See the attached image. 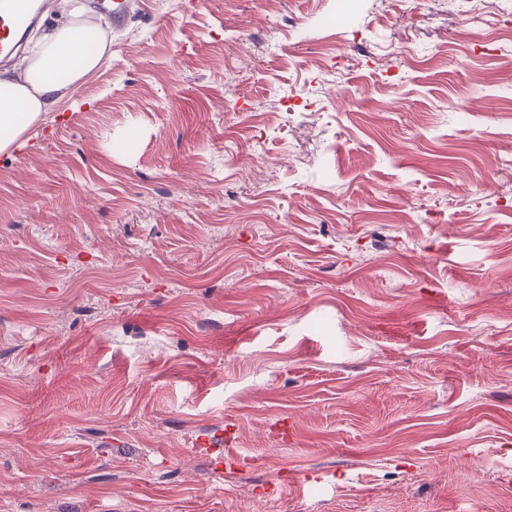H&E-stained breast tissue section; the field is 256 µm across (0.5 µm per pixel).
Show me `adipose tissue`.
<instances>
[{
	"instance_id": "1",
	"label": "adipose tissue",
	"mask_w": 512,
	"mask_h": 512,
	"mask_svg": "<svg viewBox=\"0 0 512 512\" xmlns=\"http://www.w3.org/2000/svg\"><path fill=\"white\" fill-rule=\"evenodd\" d=\"M110 48L97 26L71 20L38 29L29 54L0 72V154L18 146L69 88L95 72Z\"/></svg>"
}]
</instances>
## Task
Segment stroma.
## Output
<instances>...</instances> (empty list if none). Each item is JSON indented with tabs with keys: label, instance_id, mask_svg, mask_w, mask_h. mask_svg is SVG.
<instances>
[{
	"label": "stroma",
	"instance_id": "35a3bbf8",
	"mask_svg": "<svg viewBox=\"0 0 512 512\" xmlns=\"http://www.w3.org/2000/svg\"><path fill=\"white\" fill-rule=\"evenodd\" d=\"M356 4L99 10L0 155V512H512V0Z\"/></svg>",
	"mask_w": 512,
	"mask_h": 512
}]
</instances>
